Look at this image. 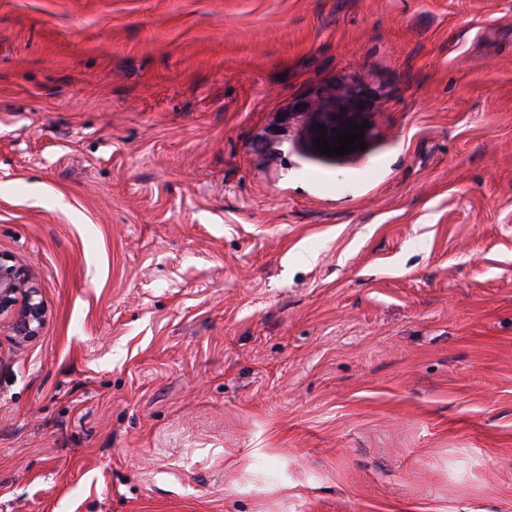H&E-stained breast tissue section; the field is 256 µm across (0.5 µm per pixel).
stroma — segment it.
<instances>
[{
  "label": "stroma",
  "mask_w": 512,
  "mask_h": 512,
  "mask_svg": "<svg viewBox=\"0 0 512 512\" xmlns=\"http://www.w3.org/2000/svg\"><path fill=\"white\" fill-rule=\"evenodd\" d=\"M0 254V512H512V0H0ZM369 94L361 85H350L349 87L336 88L332 91L326 89L315 99L303 100L298 103L297 111L305 117L306 144L309 150L325 156L318 151L315 145V138L324 135L331 146L336 143L338 133L344 131L348 122L363 124L367 120V104ZM363 105V109H360ZM317 125L325 126V132H318ZM45 320L40 289L8 257L0 255V334L28 341L39 336Z\"/></svg>",
  "instance_id": "obj_1"
}]
</instances>
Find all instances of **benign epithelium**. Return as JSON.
Masks as SVG:
<instances>
[{"mask_svg": "<svg viewBox=\"0 0 512 512\" xmlns=\"http://www.w3.org/2000/svg\"><path fill=\"white\" fill-rule=\"evenodd\" d=\"M369 94L361 85L327 89L314 99L298 103L297 110L305 117L306 144L318 152L315 138L322 135L329 143L348 123L363 124L367 120ZM325 127L318 132L317 126ZM46 308L40 289L29 282L11 260L0 255V334L16 341L38 336L45 324Z\"/></svg>", "mask_w": 512, "mask_h": 512, "instance_id": "1", "label": "benign epithelium"}]
</instances>
